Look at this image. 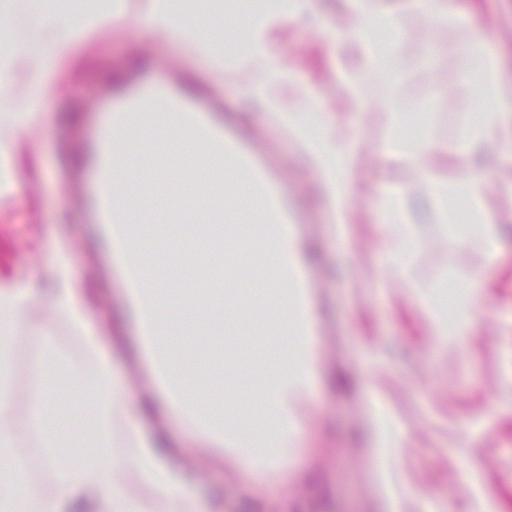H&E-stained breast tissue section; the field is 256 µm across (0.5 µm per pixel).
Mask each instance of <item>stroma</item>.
<instances>
[{
	"instance_id": "35a3bbf8",
	"label": "stroma",
	"mask_w": 512,
	"mask_h": 512,
	"mask_svg": "<svg viewBox=\"0 0 512 512\" xmlns=\"http://www.w3.org/2000/svg\"><path fill=\"white\" fill-rule=\"evenodd\" d=\"M446 2L448 24L435 28L412 0H378L403 24L402 74L392 88L360 70L353 48L326 45L324 29L343 13L344 0H315L313 16L273 34L289 84L308 88L336 124L355 130L358 190L341 231L289 133L260 108L249 107L241 92L249 68L234 67L231 79L215 82L206 59L172 37L146 32L134 42L116 28L79 36L73 56L56 68L38 104V121L14 134V186L0 194V278H37L55 245L71 246V274L87 290L90 323L103 332L102 347L126 387L132 413L145 383L125 352L135 330L118 320L120 265L99 244L87 200L102 98L118 104L150 84L173 92L188 85L194 104L219 118L226 137L246 151L262 145L253 164L287 197L291 221L309 251L306 279L317 309L321 360L300 413L299 450L287 481L253 484L211 464L203 452L184 460L181 472L206 512H420L421 492L440 512H512V195L488 193V213L503 235L497 258L487 261L477 238H460L441 223L432 197L415 186L408 159L380 152L390 133L387 116L361 115L340 85L348 74L374 103L395 98L427 142L441 144L438 178L460 180L466 169L456 141L483 110L477 100L482 85L466 89L460 75L478 66L470 49L477 32L512 78V0ZM433 43L442 52L432 60L427 48ZM398 184L410 188L407 220L416 240L396 272L386 265L388 237L376 204ZM477 275L484 287L469 334L440 343L433 313L454 310L449 294L466 291ZM14 354L17 408L23 412L43 390L39 338L20 332ZM223 354L226 397L263 412L264 360L256 359L240 376L234 347L224 344ZM43 391V411L50 417L65 409L83 412L87 404L63 388ZM376 406L398 437L382 448L375 441ZM16 453L30 482L52 493L55 477L43 462L39 437L22 434ZM468 466L474 475L464 490L460 481Z\"/></svg>"
}]
</instances>
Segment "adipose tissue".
Segmentation results:
<instances>
[{"instance_id":"adipose-tissue-1","label":"adipose tissue","mask_w":512,"mask_h":512,"mask_svg":"<svg viewBox=\"0 0 512 512\" xmlns=\"http://www.w3.org/2000/svg\"><path fill=\"white\" fill-rule=\"evenodd\" d=\"M309 2L277 0L276 8L267 10L258 0H234V10L244 14L243 23L226 33L225 40L246 45L253 72L246 98L290 129L301 145L305 164L317 176L321 197L343 225L356 181L349 158L352 143L319 102H312L310 111L303 114L285 110L278 86L280 50L272 34L283 22L299 20ZM19 6L36 20L44 48L35 51L12 42L0 50L1 171L12 170L13 134L36 122L34 105L50 83L55 63L72 55L79 33L109 26L126 30L135 40L147 30L177 37L209 59L214 14L223 8L221 0H149L146 27L141 30L130 27L124 0H113L107 12L82 26L66 12L47 10L45 0H20ZM400 24V16L380 9L375 0H345L344 19L333 35L353 45L363 66L378 81L389 84L396 76L394 50L380 45L376 35L383 28L398 30ZM472 50L496 105L460 135L458 149L465 155L498 141L512 128V81L502 75L496 58L483 52L481 38L473 39ZM119 119L129 139L146 129L154 132L157 168L175 162L194 173L190 183L160 186L147 179L136 181L132 173L137 162L131 157L107 171L114 199L126 204L112 215V255L125 282L123 302L138 326L136 351L154 385L140 394L138 414L129 415L112 360L100 348L81 288L70 275L67 252H59L45 272L52 285L45 299L36 297L39 281L0 284V512H72L86 501L104 505L106 512H203L183 482L177 465L179 449L161 453L143 432L145 422L156 420L158 402L188 424L197 447L209 449L214 458L228 461L249 479L285 476L297 451V409L309 397L318 357L312 342L310 290L303 272L305 250L288 220L284 201L214 125H207L206 139L187 141L178 135L174 112L147 107L120 113ZM383 150L411 157L442 222L454 219L455 199L465 195L480 217L474 230L485 254L496 258L498 227L484 217L493 182L484 171L471 170L459 184L448 186L433 178L435 147L424 139L407 142L395 134ZM243 201L253 204V218L236 245L247 253L255 270L251 286L261 295L265 311L260 320L244 296L225 290L224 277L214 264L219 238L212 217L221 215L226 228H234L241 220ZM171 208L179 222L197 227L190 252L178 251V239L169 231L129 220L134 211L150 215ZM380 212L383 224L394 232L391 259L400 261L414 240L402 196L387 195ZM161 265L170 266L173 276L192 277L195 301H186L180 289L152 278V268ZM50 313L80 341L79 360L68 358L48 335ZM261 322L276 339V354L264 384L265 412L258 418L225 405L223 360L205 368L198 352L201 337L217 332L249 336ZM20 330L41 338L46 376L75 381L93 392L94 405L84 416L85 425L94 430L93 440L62 449L58 428L45 421L40 403H32L26 415L17 413L11 340ZM23 428L41 437L44 461L56 473L52 495L30 485L15 457L17 433Z\"/></svg>"}]
</instances>
